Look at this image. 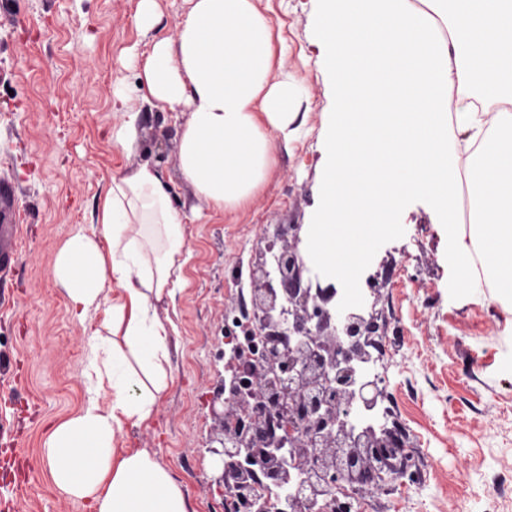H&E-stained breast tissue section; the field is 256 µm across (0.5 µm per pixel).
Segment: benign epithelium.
I'll return each instance as SVG.
<instances>
[{
    "label": "benign epithelium",
    "mask_w": 512,
    "mask_h": 512,
    "mask_svg": "<svg viewBox=\"0 0 512 512\" xmlns=\"http://www.w3.org/2000/svg\"><path fill=\"white\" fill-rule=\"evenodd\" d=\"M301 229L278 227L250 262L253 333L266 337L267 352L250 362L230 348L220 433L208 448L222 461L224 496L243 512L274 510L255 493L258 478L298 479L309 495L294 499L293 512H356L359 491H385L410 477L398 431L347 421L356 405L373 407L385 396L378 382L360 383L355 374L386 324L375 311L329 308L336 284L312 273ZM239 369L251 380L247 397L235 388Z\"/></svg>",
    "instance_id": "1"
}]
</instances>
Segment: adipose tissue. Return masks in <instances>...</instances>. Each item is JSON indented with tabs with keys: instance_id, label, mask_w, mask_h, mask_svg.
I'll return each mask as SVG.
<instances>
[{
	"instance_id": "adipose-tissue-1",
	"label": "adipose tissue",
	"mask_w": 512,
	"mask_h": 512,
	"mask_svg": "<svg viewBox=\"0 0 512 512\" xmlns=\"http://www.w3.org/2000/svg\"><path fill=\"white\" fill-rule=\"evenodd\" d=\"M178 44L155 36L140 99L189 107L183 177L232 213L262 186L298 133L287 80L272 81V23L256 0H192ZM315 42L335 104L308 256L355 287L406 197H429L462 288L488 283L512 308V0H319ZM160 171L112 176L95 221L76 231L53 274L72 315L108 305L90 338L88 398L55 426L44 456L55 486L93 512H190L181 483L124 425L151 420L170 377L171 323L157 302L182 286L183 219ZM110 401H103V394Z\"/></svg>"
}]
</instances>
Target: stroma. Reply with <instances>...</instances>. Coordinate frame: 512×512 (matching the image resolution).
Instances as JSON below:
<instances>
[{"label": "stroma", "instance_id": "stroma-1", "mask_svg": "<svg viewBox=\"0 0 512 512\" xmlns=\"http://www.w3.org/2000/svg\"><path fill=\"white\" fill-rule=\"evenodd\" d=\"M140 0H0V176L19 186L22 256L0 279V409L14 423L0 439V500L21 485L16 512H88L60 492L41 453L50 424L86 399L88 343L104 311L74 321L53 275L56 255L94 213L112 175L148 163L171 187L188 260L170 320L172 378L152 421L127 428L125 448H144L182 483L193 512H224L221 464L206 450L210 404L224 386V324L251 309L249 262L276 225L314 223L320 203L321 128L332 90L316 71L315 0H261L272 21L274 71L293 75V111L305 133L279 150L266 182L236 214L199 200L179 168L188 112L142 107L132 152L113 146L124 120L114 79L135 95L153 34L178 41L190 0H157V23L136 22ZM398 231L361 269L381 285L388 323L389 391L415 448L418 479L371 499V512H485L512 489V314L493 289L454 285L442 217L424 197L406 201Z\"/></svg>", "mask_w": 512, "mask_h": 512}]
</instances>
